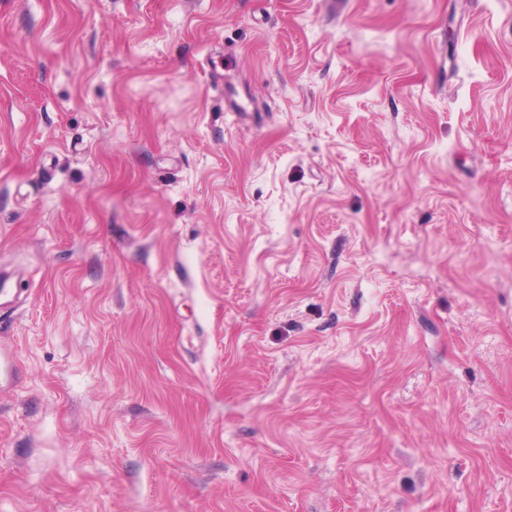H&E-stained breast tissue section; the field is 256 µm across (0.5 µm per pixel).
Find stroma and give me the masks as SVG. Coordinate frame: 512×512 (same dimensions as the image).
Wrapping results in <instances>:
<instances>
[{
  "label": "stroma",
  "mask_w": 512,
  "mask_h": 512,
  "mask_svg": "<svg viewBox=\"0 0 512 512\" xmlns=\"http://www.w3.org/2000/svg\"><path fill=\"white\" fill-rule=\"evenodd\" d=\"M0 512H512V0H0Z\"/></svg>",
  "instance_id": "stroma-1"
}]
</instances>
